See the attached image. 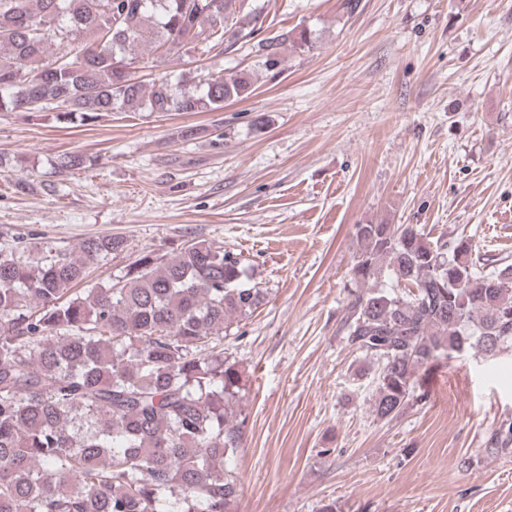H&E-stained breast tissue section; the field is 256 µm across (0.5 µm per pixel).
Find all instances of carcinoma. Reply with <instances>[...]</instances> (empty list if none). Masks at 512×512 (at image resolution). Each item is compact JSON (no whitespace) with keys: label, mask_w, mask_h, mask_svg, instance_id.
<instances>
[{"label":"carcinoma","mask_w":512,"mask_h":512,"mask_svg":"<svg viewBox=\"0 0 512 512\" xmlns=\"http://www.w3.org/2000/svg\"><path fill=\"white\" fill-rule=\"evenodd\" d=\"M246 0H0V112L92 125L127 108L219 110L254 91V72L139 80V54L210 53L254 39ZM56 42L67 52L52 57ZM313 46L294 28L259 40L274 71L284 47ZM93 164L77 152L59 170ZM348 339L376 363L371 409L391 421L427 402L420 373L466 353L512 351V264L489 272L469 237L416 224H358ZM120 235L70 252L0 249V512H236L246 386L220 344L266 289L242 255L188 240L140 255L105 282L90 268L124 252ZM498 454L512 423L493 431Z\"/></svg>","instance_id":"cac0c4a2"}]
</instances>
